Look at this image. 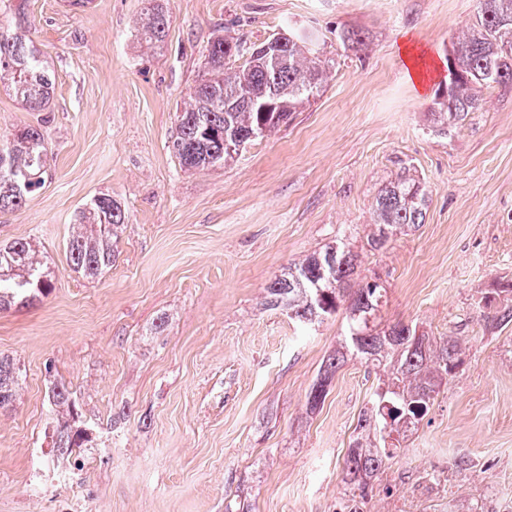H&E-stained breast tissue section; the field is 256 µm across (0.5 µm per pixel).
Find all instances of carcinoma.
Returning a JSON list of instances; mask_svg holds the SVG:
<instances>
[{"label": "carcinoma", "mask_w": 512, "mask_h": 512, "mask_svg": "<svg viewBox=\"0 0 512 512\" xmlns=\"http://www.w3.org/2000/svg\"><path fill=\"white\" fill-rule=\"evenodd\" d=\"M475 23L454 43L453 64L459 73L450 92L436 95L430 106L433 131L446 136L471 112L481 108L480 92L512 84V0H479ZM145 19L137 29L138 43L162 49L171 25L164 0H148ZM22 4L11 31H0V82L9 87L32 112L49 108L54 77L40 49L27 36ZM282 45L264 49L265 43L247 45L229 35L209 43L206 71L177 109V136L173 151L186 169L224 165L252 142L287 123L326 87L335 62L322 57L318 37L286 30ZM243 64L231 65L234 58ZM49 146L41 125H27L0 144V209L18 210L44 183ZM429 205L427 190L401 172L385 184L375 198L373 249L390 238L424 223ZM121 204L108 194L93 197L76 215L66 242L73 271L96 278L112 268L118 229L125 223ZM333 245L288 267L267 286V303L288 311L291 319L309 324L321 316L348 312L349 342L339 345L324 360L308 395L309 409L320 407L327 386L354 350L383 372L371 406L358 418L357 436L349 446L343 482L363 499L373 491L372 481L397 454L400 439L427 415L444 379L461 363L460 339L440 343L403 324L376 333L371 318L385 297L383 288L358 279V255L338 243L336 269L330 279L319 275L321 263ZM52 270L37 258L31 243L15 240L0 245V310L28 306L47 296ZM18 378L13 363L0 358V408L16 397ZM86 441L85 431L68 422L57 426V447L67 451Z\"/></svg>", "instance_id": "cac0c4a2"}]
</instances>
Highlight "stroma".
Masks as SVG:
<instances>
[{
  "label": "stroma",
  "instance_id": "1",
  "mask_svg": "<svg viewBox=\"0 0 512 512\" xmlns=\"http://www.w3.org/2000/svg\"><path fill=\"white\" fill-rule=\"evenodd\" d=\"M144 6L24 0L54 93L28 112L0 86V140L42 124L51 159L25 206L0 212V244L31 240L54 277L41 301L0 311V356L20 370L0 409V512H512V324H491L512 306V87L483 90L445 137L428 113L479 0H167L158 51L135 41ZM291 25L337 62L324 93L233 162L182 168L176 107L211 39ZM351 28L365 49L343 45ZM406 37L439 65L421 93ZM404 166L429 192L425 222L371 249L375 197ZM100 194L127 219L111 269L89 279L65 245ZM339 236L386 290L379 328L466 341L365 500L341 471L375 370L348 360L306 406L345 311L301 325L265 304L276 275ZM56 383L72 409L51 405ZM68 418L89 435L70 454L54 446Z\"/></svg>",
  "mask_w": 512,
  "mask_h": 512
}]
</instances>
